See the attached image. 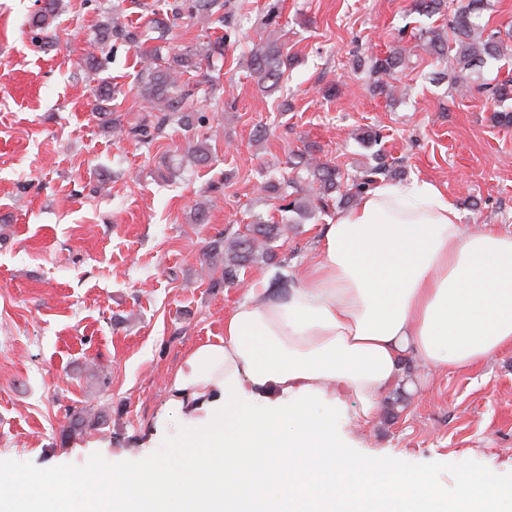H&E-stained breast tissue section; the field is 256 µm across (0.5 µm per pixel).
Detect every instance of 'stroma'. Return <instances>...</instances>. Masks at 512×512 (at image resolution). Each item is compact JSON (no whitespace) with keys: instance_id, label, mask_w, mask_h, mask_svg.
Returning <instances> with one entry per match:
<instances>
[{"instance_id":"1","label":"stroma","mask_w":512,"mask_h":512,"mask_svg":"<svg viewBox=\"0 0 512 512\" xmlns=\"http://www.w3.org/2000/svg\"><path fill=\"white\" fill-rule=\"evenodd\" d=\"M147 2L61 0L38 42L26 23L35 0H0V467L21 488L44 468H189L191 454L178 448L193 431L168 403L170 378L192 348L223 338L247 283L296 286L302 260L346 207L337 191L326 208L284 215L278 193L260 192L305 149L352 176L383 163L400 183L436 182L467 229L512 232V127L494 121L484 89L512 74V60L487 61L462 96L451 80H432L451 62L417 46L418 34L447 29L457 0L432 17L414 0H226L224 54L190 83L208 126H169L149 147L103 127L93 111L98 78L79 67L116 8L155 45ZM273 4L278 23L263 27ZM268 36L298 59L272 94L247 68ZM395 47L410 63L389 100L374 94L363 62ZM370 130L380 135L371 147L361 141ZM200 137L212 164L171 172L169 157ZM259 217L288 222L273 259L241 269L238 284L213 286L220 273L205 252ZM430 380L422 393L392 389L373 422L348 425L360 453L396 458L445 490L471 469L512 485V351ZM88 408L99 420L68 434Z\"/></svg>"}]
</instances>
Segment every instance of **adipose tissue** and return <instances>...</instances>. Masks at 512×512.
I'll use <instances>...</instances> for the list:
<instances>
[{
    "label": "adipose tissue",
    "mask_w": 512,
    "mask_h": 512,
    "mask_svg": "<svg viewBox=\"0 0 512 512\" xmlns=\"http://www.w3.org/2000/svg\"><path fill=\"white\" fill-rule=\"evenodd\" d=\"M251 292L168 385L203 440L192 477L90 472L77 511L60 471L30 475L24 494L0 471V512H512V489L488 473L461 472L448 495L354 453L342 431L348 415L375 416L406 358L445 371L512 350V233L468 232L436 183L382 180L325 225L295 287ZM265 389L293 405L257 401Z\"/></svg>",
    "instance_id": "1"
}]
</instances>
